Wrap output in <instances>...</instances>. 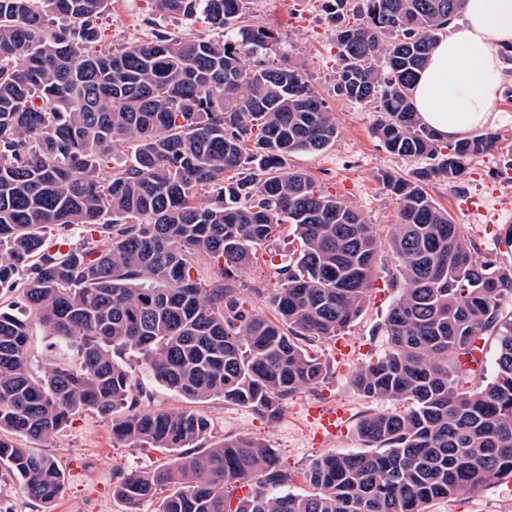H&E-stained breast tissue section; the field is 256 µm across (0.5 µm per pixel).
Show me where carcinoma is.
I'll return each mask as SVG.
<instances>
[{
  "instance_id": "obj_1",
  "label": "carcinoma",
  "mask_w": 512,
  "mask_h": 512,
  "mask_svg": "<svg viewBox=\"0 0 512 512\" xmlns=\"http://www.w3.org/2000/svg\"><path fill=\"white\" fill-rule=\"evenodd\" d=\"M152 2L157 15L224 38L158 31L103 48L112 0H0V293L15 295L0 303V466L29 498L54 503L65 473L19 439L93 411L112 419L113 438L172 455L117 480L112 494L131 512L153 501L155 512H429L512 477V263L476 259L464 226L427 191L500 137L443 143L410 99L463 0H323L335 94L381 113L372 134L389 153L427 161L382 176L397 204L387 246L399 297L381 327L386 347L353 376L365 397L407 411L362 418L369 450L321 456L306 474L311 491L295 494L261 440L189 453L209 420L141 405L118 351L188 400L222 397L278 419L290 395L325 378L305 343L361 316L382 247L356 209L286 167L328 148L337 128L303 65L276 58L279 32L237 25L245 0ZM117 142L128 145L118 161ZM47 224L85 236L54 252ZM286 224L295 245L274 265L273 321L243 309L226 282L260 263ZM204 255L223 261L213 288L194 277ZM34 323L55 354L44 375L30 365ZM488 340L490 376L478 358Z\"/></svg>"
}]
</instances>
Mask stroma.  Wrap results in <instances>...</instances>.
<instances>
[{
	"label": "stroma",
	"mask_w": 512,
	"mask_h": 512,
	"mask_svg": "<svg viewBox=\"0 0 512 512\" xmlns=\"http://www.w3.org/2000/svg\"><path fill=\"white\" fill-rule=\"evenodd\" d=\"M243 23L262 24L282 36L287 54L302 62L317 91L328 102L336 120L335 142L320 153H299L289 157L291 169L312 176L325 192L336 195L358 210L372 224L380 238H387L396 224V205L383 188L380 177L391 172L404 174L412 162L387 152L372 136L379 115L373 107L339 99L333 92L338 60L333 45L332 25L322 9V0H247ZM108 43L150 39L155 29L182 37H209L202 24L190 25L173 19H159L151 0H112L105 22ZM501 151L486 154L467 164L457 181H434L429 192L446 208L476 246V258L499 255L512 262V248L502 242L504 230L512 225V184H505L504 147L512 148V124L497 126ZM479 196L486 216L464 214L456 205L460 195ZM394 273L392 255L381 250L376 258V277L362 316L345 332L331 339L311 343L310 350L327 365V377L316 388L289 396L279 418L268 421L250 408L225 403L223 398L189 401L151 378L139 358L119 354L117 360L130 372L143 391L142 403L151 409L177 412L191 410L210 422L209 443L239 435L262 440L278 451L282 465L293 475L292 492L305 493L304 477L310 464L329 453L364 451L357 425L366 415L402 413L403 403L370 399L351 383L352 376L385 347L378 326L398 298L389 282ZM235 286L247 310L271 315L269 294L279 279L267 265H253L238 271ZM320 406L348 413L343 431L318 439L308 420L310 407ZM111 423L96 413L84 411L72 417L59 432L35 441L36 451L51 456L66 472L64 494L52 505L32 501L21 487L0 475V512H125L123 503L112 496L117 473L156 469L170 460L157 448H132L115 441ZM430 512H512V478L472 493L466 490L432 503Z\"/></svg>",
	"instance_id": "35a3bbf8"
}]
</instances>
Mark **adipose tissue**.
I'll use <instances>...</instances> for the list:
<instances>
[{"label":"adipose tissue","mask_w":512,"mask_h":512,"mask_svg":"<svg viewBox=\"0 0 512 512\" xmlns=\"http://www.w3.org/2000/svg\"><path fill=\"white\" fill-rule=\"evenodd\" d=\"M512 45V0H464L459 19L434 49L412 88L418 117L443 142H455L507 116L499 51Z\"/></svg>","instance_id":"adipose-tissue-1"}]
</instances>
